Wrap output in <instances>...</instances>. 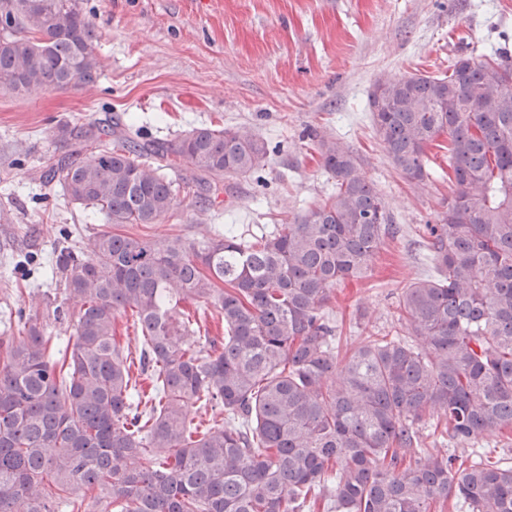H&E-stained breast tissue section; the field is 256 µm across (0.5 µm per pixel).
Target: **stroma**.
Returning a JSON list of instances; mask_svg holds the SVG:
<instances>
[{
	"mask_svg": "<svg viewBox=\"0 0 512 512\" xmlns=\"http://www.w3.org/2000/svg\"><path fill=\"white\" fill-rule=\"evenodd\" d=\"M100 36L97 83L17 95L0 88V334L61 288L43 263L62 229L90 237L102 217L70 202L43 174L64 156L62 125L106 117L143 136L170 139L201 126L245 127L276 145L259 174L228 176L206 203L185 197L160 223L131 226L160 241L199 239L235 225L243 238L272 231L335 189L307 130L356 154L402 232L386 240L371 274L346 283L326 306L338 345L366 336L408 337L396 299L433 275L427 225L448 204V152L430 147L426 184L391 164L376 135L369 95L378 79L444 74L458 56L512 54V0H79Z\"/></svg>",
	"mask_w": 512,
	"mask_h": 512,
	"instance_id": "obj_1",
	"label": "stroma"
}]
</instances>
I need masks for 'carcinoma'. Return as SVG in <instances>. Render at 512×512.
<instances>
[{
  "instance_id": "cac0c4a2",
  "label": "carcinoma",
  "mask_w": 512,
  "mask_h": 512,
  "mask_svg": "<svg viewBox=\"0 0 512 512\" xmlns=\"http://www.w3.org/2000/svg\"><path fill=\"white\" fill-rule=\"evenodd\" d=\"M98 39L79 0H0V86L91 84ZM377 84L376 134L407 179L425 180L448 136V209L427 225L438 275L397 301L421 343L368 336L340 356L324 307L399 228L351 148L317 135L336 190L291 224L247 241L103 230L52 253L74 305L53 316L73 314L74 341L37 312L0 338V512H512V463L420 440L431 420L457 441L512 428V61L460 56ZM63 133L71 153L43 178L116 228L156 224L180 189L198 197L270 155L244 128L144 140L110 117ZM182 304L215 312L224 340ZM128 311L133 349L116 340ZM197 402L223 421L191 426Z\"/></svg>"
}]
</instances>
